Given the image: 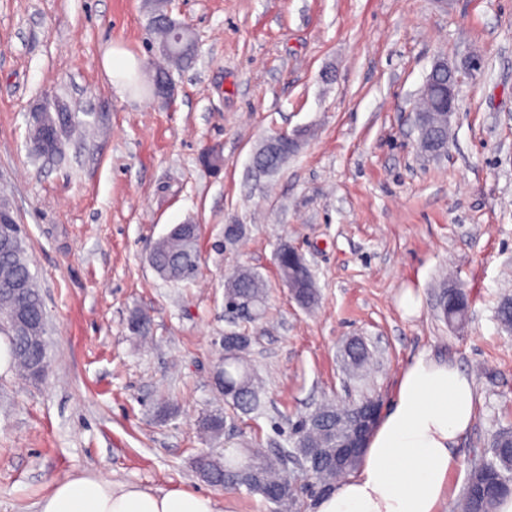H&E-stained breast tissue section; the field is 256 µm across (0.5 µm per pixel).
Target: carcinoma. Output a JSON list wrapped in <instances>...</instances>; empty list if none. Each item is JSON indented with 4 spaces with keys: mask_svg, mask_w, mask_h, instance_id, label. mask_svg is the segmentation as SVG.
<instances>
[{
    "mask_svg": "<svg viewBox=\"0 0 512 512\" xmlns=\"http://www.w3.org/2000/svg\"><path fill=\"white\" fill-rule=\"evenodd\" d=\"M147 30L159 45L169 48L164 58L178 68L190 66L197 57L195 39L188 27L175 22L157 9L149 18ZM448 72L442 71L433 78L429 95L421 99L420 146L429 151L437 142L449 134L448 113L434 112L432 106L448 86ZM295 153L283 148L277 153L265 146L255 152L253 167L259 171L277 173ZM198 225L178 224L160 238L150 255L154 270L170 282H182L196 277L199 268L197 251ZM296 255L283 246L277 256V267L281 280L293 272ZM294 299L304 308L318 303L317 289L304 276L297 280L293 289ZM224 296L234 300L238 306V320L243 325L255 324L263 318L268 300L266 281L253 269L242 266L226 276ZM440 301L448 303V323L461 325L467 319L469 292L460 286L442 289ZM20 316L35 329V337L15 335L12 337L11 353L16 367L27 378L47 372L49 350L46 338L44 303L35 277L29 266L22 240L0 249V324L9 326V318ZM250 344L240 343L232 350H224V365L216 375L215 385L224 395L225 408L232 415H248L262 408L264 385L249 360ZM345 369L354 377L366 375L371 363V353L359 340H352L342 350ZM367 398L363 397L346 406L323 403L313 412L291 423L289 448H276L268 454H258L249 460L250 449L224 446V452L203 451L196 456L194 468L198 476L213 486H224L227 490L246 489L259 494L274 505L273 512H294L297 504L295 494L288 491L285 471L281 459L290 458L298 464L308 463L312 452L321 448L336 451L346 433V426L336 422V412L349 414L360 411ZM226 416L214 413L200 422L204 433L215 442L224 436ZM488 452L491 456H480L478 463L470 464L467 483L485 486V494L476 496L473 490H464L462 512H496L501 499L512 494V431L502 429L491 438ZM360 457L341 464L336 459L323 468L320 479L334 487L339 478L356 468Z\"/></svg>",
    "mask_w": 512,
    "mask_h": 512,
    "instance_id": "carcinoma-1",
    "label": "carcinoma"
}]
</instances>
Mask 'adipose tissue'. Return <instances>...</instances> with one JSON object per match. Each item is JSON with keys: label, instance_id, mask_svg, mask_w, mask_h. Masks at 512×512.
<instances>
[{"label": "adipose tissue", "instance_id": "adipose-tissue-1", "mask_svg": "<svg viewBox=\"0 0 512 512\" xmlns=\"http://www.w3.org/2000/svg\"><path fill=\"white\" fill-rule=\"evenodd\" d=\"M473 380L457 365L415 357L377 421L355 472L316 503V512H441L454 448L472 425ZM38 512H218L211 496L118 486L101 476L57 481Z\"/></svg>", "mask_w": 512, "mask_h": 512}]
</instances>
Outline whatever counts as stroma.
Here are the masks:
<instances>
[{
  "label": "stroma",
  "instance_id": "1",
  "mask_svg": "<svg viewBox=\"0 0 512 512\" xmlns=\"http://www.w3.org/2000/svg\"><path fill=\"white\" fill-rule=\"evenodd\" d=\"M156 0H0V197L12 205L43 297L50 367L38 382L0 371V512H38L55 481L211 495L219 512H269L260 495L203 482L212 446L198 421L224 407V278L247 266L269 285L251 356L260 417L229 420L234 447L286 445L291 422L324 401L368 394L389 406L418 355L457 364L476 386L443 512L469 464L512 428V0H170L198 57L161 99L115 88L102 62L119 48L149 80L146 24ZM463 74L448 148L422 156L413 107L434 60ZM64 103L77 127L34 159L27 116ZM309 129L274 176L252 157L281 131ZM208 148L223 168L199 163ZM200 226L199 274L175 284L150 265L173 225ZM239 224L237 238L224 235ZM302 252L319 302L301 307L278 275L281 244ZM471 294L458 327L443 286ZM420 296L404 316L405 289ZM145 321L144 335L129 329ZM374 355L347 376L344 344ZM170 407L161 417V407Z\"/></svg>",
  "mask_w": 512,
  "mask_h": 512
}]
</instances>
